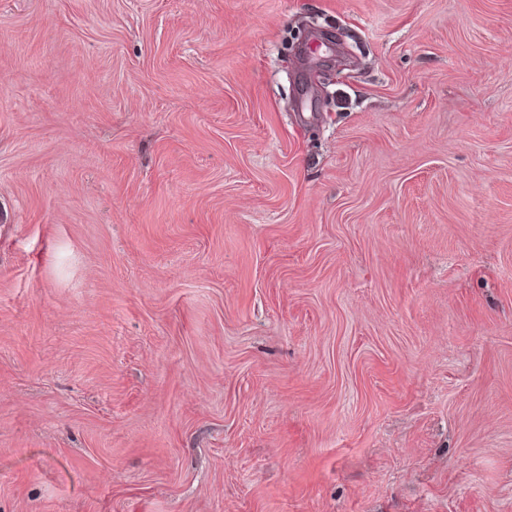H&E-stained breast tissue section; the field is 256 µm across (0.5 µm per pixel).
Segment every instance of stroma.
<instances>
[{
    "instance_id": "1",
    "label": "stroma",
    "mask_w": 512,
    "mask_h": 512,
    "mask_svg": "<svg viewBox=\"0 0 512 512\" xmlns=\"http://www.w3.org/2000/svg\"><path fill=\"white\" fill-rule=\"evenodd\" d=\"M0 512H512V0H0Z\"/></svg>"
}]
</instances>
